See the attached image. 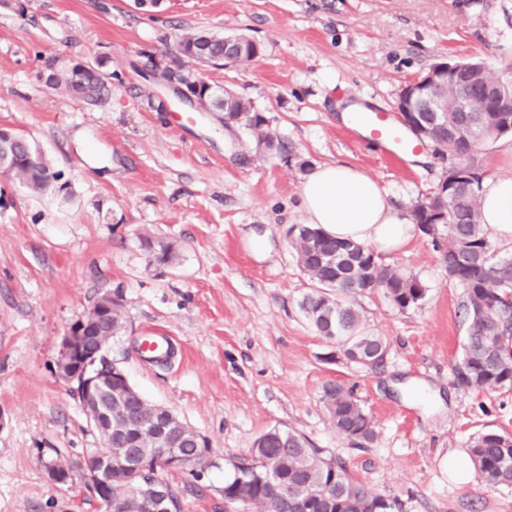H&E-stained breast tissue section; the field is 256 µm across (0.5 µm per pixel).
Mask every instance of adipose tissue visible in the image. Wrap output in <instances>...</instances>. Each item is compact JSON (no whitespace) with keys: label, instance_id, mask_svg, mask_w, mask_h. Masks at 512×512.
<instances>
[{"label":"adipose tissue","instance_id":"obj_1","mask_svg":"<svg viewBox=\"0 0 512 512\" xmlns=\"http://www.w3.org/2000/svg\"><path fill=\"white\" fill-rule=\"evenodd\" d=\"M301 209L308 224L330 237L393 252L415 236L409 216L396 208L388 192L358 169L323 164L304 180ZM482 222L491 236L512 242V178L488 179L481 193Z\"/></svg>","mask_w":512,"mask_h":512}]
</instances>
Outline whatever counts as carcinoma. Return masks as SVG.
Returning a JSON list of instances; mask_svg holds the SVG:
<instances>
[{"label":"carcinoma","mask_w":512,"mask_h":512,"mask_svg":"<svg viewBox=\"0 0 512 512\" xmlns=\"http://www.w3.org/2000/svg\"><path fill=\"white\" fill-rule=\"evenodd\" d=\"M177 47L195 46L209 58H224V40L218 34L199 32L177 37ZM495 77L480 60H467L454 81L469 87L477 108H487L483 119L491 122L494 104L483 98L485 85ZM52 85H62L85 101L97 102L108 93L95 72L76 75L72 67L49 74ZM232 118L257 140V147L268 153L279 152L281 145L264 129L265 119L252 111L243 97L232 103ZM476 118L471 112L448 113V136L439 142L438 152L466 157L477 175L448 185V191L436 189L424 196L411 213L419 231L428 234L442 249L448 275L464 288L459 305L466 338L457 379L466 387L483 389L512 384V260L494 259L492 244L481 223L480 191L482 176L478 153L454 136L455 130ZM16 157L15 178L34 192L44 191L42 177L49 171L47 162L36 169L27 156L39 149L24 134L16 133L13 142ZM287 236L299 266L312 287L300 307L310 324L327 339L336 341L343 355L366 368L381 366L388 355L385 338L367 329L356 296L374 290L383 291L392 305L407 310L419 305L426 296L419 278L382 262L380 256L366 250L357 256L340 257L342 242L326 236L320 229L302 224L298 231L288 229ZM141 246L158 266H169L178 258L175 246L159 238L144 236ZM324 404L336 430L349 439L368 441L373 437L370 415L351 388L329 384L324 389ZM470 458L486 484H512V434L485 432L473 437ZM186 455L206 454L196 433H189L178 444ZM157 474L145 471L135 480L125 470L113 474L112 500L133 496V489L152 483ZM304 498L303 512H388L391 505L350 476L343 461L322 456L309 446L301 434L271 428L255 442L250 456L230 462V475L224 480V504L232 512H278L281 487Z\"/></svg>","instance_id":"obj_1"}]
</instances>
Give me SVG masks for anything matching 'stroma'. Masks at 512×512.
<instances>
[{"mask_svg":"<svg viewBox=\"0 0 512 512\" xmlns=\"http://www.w3.org/2000/svg\"><path fill=\"white\" fill-rule=\"evenodd\" d=\"M241 31L261 47L245 66L207 80L248 99L284 153L258 150L239 126L179 105L156 68L178 35ZM481 57L512 79V0H0V125L25 134L57 180L35 194L0 178V512H97L83 483L57 484L48 467L99 447L74 385L54 373L62 336L101 296L123 298L115 360L150 403L209 442L204 462L169 474L182 512H224V462L248 455L273 427L303 434L400 512H512V485L471 467L480 432L512 434V386L457 384L464 290L441 251L416 234L385 264L426 288L401 311L381 291L359 296L364 322L390 345L383 366L348 361L299 303L311 282L286 237L304 223L305 176L318 164L357 168L403 210L434 191L445 167L365 145L340 118L345 100L395 115L402 87L434 64ZM105 59L107 100L89 104L50 73ZM167 111H160L159 102ZM153 235L179 247L151 264ZM162 336L170 362L145 361L143 337ZM344 383L370 414L374 437L338 433L323 389Z\"/></svg>","mask_w":512,"mask_h":512,"instance_id":"stroma-1","label":"stroma"}]
</instances>
